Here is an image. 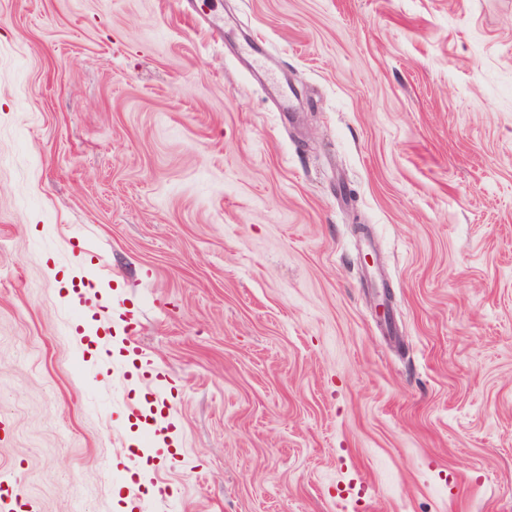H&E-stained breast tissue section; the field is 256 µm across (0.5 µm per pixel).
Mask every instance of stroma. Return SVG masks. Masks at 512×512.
I'll use <instances>...</instances> for the list:
<instances>
[{
	"label": "stroma",
	"instance_id": "1",
	"mask_svg": "<svg viewBox=\"0 0 512 512\" xmlns=\"http://www.w3.org/2000/svg\"><path fill=\"white\" fill-rule=\"evenodd\" d=\"M78 261L153 446L62 335ZM0 471L32 512H512V0H0Z\"/></svg>",
	"mask_w": 512,
	"mask_h": 512
}]
</instances>
